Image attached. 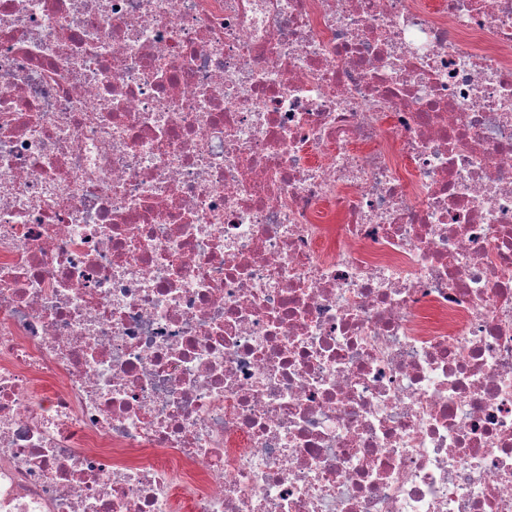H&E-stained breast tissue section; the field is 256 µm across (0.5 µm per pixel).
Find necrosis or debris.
Here are the masks:
<instances>
[{
    "instance_id": "1",
    "label": "necrosis or debris",
    "mask_w": 512,
    "mask_h": 512,
    "mask_svg": "<svg viewBox=\"0 0 512 512\" xmlns=\"http://www.w3.org/2000/svg\"><path fill=\"white\" fill-rule=\"evenodd\" d=\"M0 512H512V0H0Z\"/></svg>"
}]
</instances>
